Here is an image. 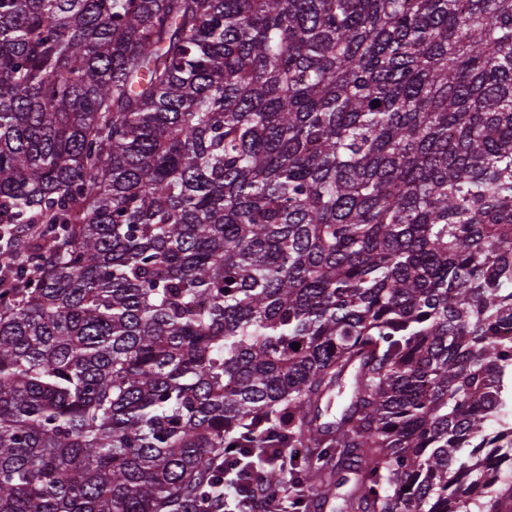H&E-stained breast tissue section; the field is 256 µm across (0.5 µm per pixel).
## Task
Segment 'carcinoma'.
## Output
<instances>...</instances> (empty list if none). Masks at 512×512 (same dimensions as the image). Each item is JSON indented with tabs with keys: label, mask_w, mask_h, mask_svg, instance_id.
Instances as JSON below:
<instances>
[{
	"label": "carcinoma",
	"mask_w": 512,
	"mask_h": 512,
	"mask_svg": "<svg viewBox=\"0 0 512 512\" xmlns=\"http://www.w3.org/2000/svg\"><path fill=\"white\" fill-rule=\"evenodd\" d=\"M0 263V512H502L512 0H0ZM279 453L273 455L268 448H252L250 460L244 462L240 457L241 448H224V454L217 462L218 466H224V473L228 468L235 471V510L226 509V494L232 492L224 486V492L217 495L205 512H297L302 510L304 503L297 497L295 488L288 479V457L296 456L293 448H278ZM276 468L282 475V493L274 501L270 502L261 484V473L264 470ZM239 488H246L245 492H237ZM261 502V506H259ZM304 511V510H302Z\"/></svg>",
	"instance_id": "carcinoma-1"
}]
</instances>
